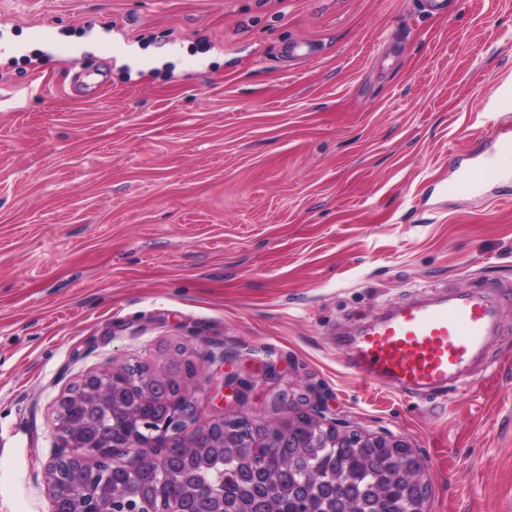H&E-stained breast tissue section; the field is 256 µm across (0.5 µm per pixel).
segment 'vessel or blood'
<instances>
[{
    "instance_id": "vessel-or-blood-1",
    "label": "vessel or blood",
    "mask_w": 512,
    "mask_h": 512,
    "mask_svg": "<svg viewBox=\"0 0 512 512\" xmlns=\"http://www.w3.org/2000/svg\"><path fill=\"white\" fill-rule=\"evenodd\" d=\"M498 170L478 168L449 185L457 195L496 182ZM512 292L484 286L455 291L427 304L410 303L356 329L340 344L358 378L402 392L445 395L470 379L500 325Z\"/></svg>"
}]
</instances>
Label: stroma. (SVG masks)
I'll return each mask as SVG.
<instances>
[{"label": "stroma", "instance_id": "stroma-1", "mask_svg": "<svg viewBox=\"0 0 512 512\" xmlns=\"http://www.w3.org/2000/svg\"><path fill=\"white\" fill-rule=\"evenodd\" d=\"M0 512H50L60 397L194 363L196 423L392 433L425 512H512V305L470 383L401 395L341 332L453 288L512 289V0H0ZM314 54L291 59L289 42ZM167 48L159 67L119 62ZM248 380L213 398L218 369ZM500 179L497 169L477 168L461 180L448 186V191L457 195H467L478 186H485ZM324 405L319 401L316 406V414L315 415H299L295 420L288 423V426H280L278 424H271L269 426H264L260 428V433L263 437H266V440L273 439L274 437H285L289 432L298 426L308 427L310 430L314 431L316 436L322 434V432L328 436H338L345 437L347 434L340 432L336 429V425L333 422H329L324 417L323 411Z\"/></svg>", "mask_w": 512, "mask_h": 512}]
</instances>
